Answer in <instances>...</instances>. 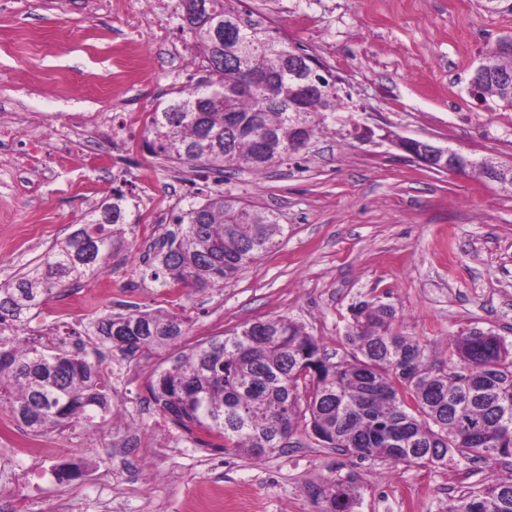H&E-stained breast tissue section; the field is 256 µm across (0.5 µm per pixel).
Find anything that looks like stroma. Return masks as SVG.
Listing matches in <instances>:
<instances>
[{"label": "stroma", "instance_id": "35a3bbf8", "mask_svg": "<svg viewBox=\"0 0 512 512\" xmlns=\"http://www.w3.org/2000/svg\"><path fill=\"white\" fill-rule=\"evenodd\" d=\"M485 0H242L270 16L289 42L336 75L342 112L306 153L263 173H195L143 148L146 122L127 124L131 149L113 146L112 168L92 166L86 189L68 188L61 148L85 153L108 124L150 113L203 74L180 24L181 0H7L0 5V102L7 120L42 141L43 162L0 187V281L37 263L85 222L92 205L127 198L129 228L109 265L111 279L59 289L34 320L49 347L83 341L101 362L110 408L96 418L30 434L0 410L10 434L0 457V512H197L218 491L247 487L265 512H327L330 482L354 481L357 512H445L468 486L512 480V459L454 467L393 466L325 448L297 431L252 459L223 440L186 431L159 412L149 386L156 370L196 341L255 319L303 324L331 361L360 303L393 305L427 363L448 367L450 337L473 329L512 343V193L497 183L433 172L407 158L387 132L429 140L496 163H512V107L477 99L469 80L484 53L512 35V11ZM125 73L111 90L87 74L115 60ZM85 115L88 131L61 145L56 112ZM224 192L273 210L281 244L221 288L159 287L149 245L206 196ZM153 209V220L144 212ZM82 301V317L54 312ZM162 310L183 322L173 345L123 357L92 326L110 313ZM78 467L71 480L54 471Z\"/></svg>", "mask_w": 512, "mask_h": 512}]
</instances>
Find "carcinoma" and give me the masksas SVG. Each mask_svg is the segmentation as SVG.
Segmentation results:
<instances>
[{
  "instance_id": "1",
  "label": "carcinoma",
  "mask_w": 512,
  "mask_h": 512,
  "mask_svg": "<svg viewBox=\"0 0 512 512\" xmlns=\"http://www.w3.org/2000/svg\"><path fill=\"white\" fill-rule=\"evenodd\" d=\"M182 30L207 80L177 91L152 113L144 148L193 171L261 172L308 148L341 107L336 82L314 85L302 108L284 57L299 51L269 18L234 0H182ZM235 29L226 43L215 30ZM512 54L488 50L472 77L482 96L512 106ZM304 129L294 131L295 114ZM179 231L153 247L152 279L164 288H221L280 243L276 213L222 193L174 220ZM123 193L88 212L85 224L18 277L0 282V408L34 435L107 406L98 364L83 348L50 352L21 331L56 290L108 265L125 234ZM97 333L122 354L170 345L183 335L169 314L130 311L98 321ZM343 360L331 363L305 327L286 317L246 322L182 350L151 386L158 410L187 431L212 433L239 453L262 458L285 447L300 425L325 448L405 466H457L512 458V343L483 330L448 342L457 365L424 362L423 346L396 323L390 304L360 305ZM329 512H354L352 483H332ZM446 512H512V481L487 480Z\"/></svg>"
}]
</instances>
